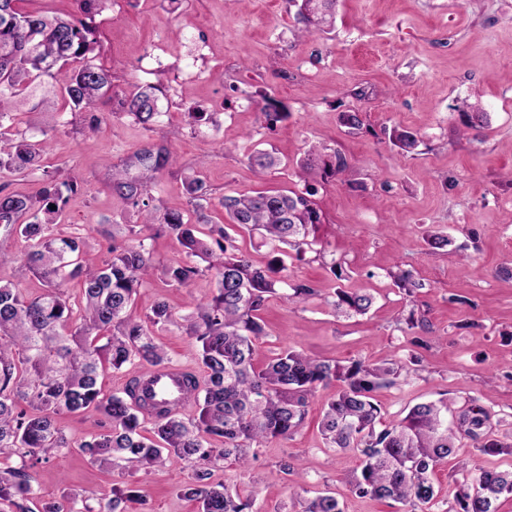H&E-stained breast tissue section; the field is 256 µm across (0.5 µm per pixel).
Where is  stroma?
<instances>
[{
	"mask_svg": "<svg viewBox=\"0 0 512 512\" xmlns=\"http://www.w3.org/2000/svg\"><path fill=\"white\" fill-rule=\"evenodd\" d=\"M94 25L98 44L90 58L112 71V90L97 105L98 127L67 112L20 116L48 127L44 164L78 183L59 232L83 237L90 258L105 257L113 223L140 220L113 192L112 167L148 144L165 145L177 160L151 186L156 203L185 209L183 170L196 167L212 191L206 213L214 224L225 221L221 197L314 184L324 215L318 247L326 259L342 261L344 276L336 278L324 261L285 257L289 276L312 281L320 294L299 305L266 303L256 362L288 346L343 364L395 359L407 371L375 395L385 419L444 398L455 413L481 407L488 430L512 437V0H338L332 26L307 35L297 32L291 0H107ZM191 67L208 79H187ZM146 84L163 90L164 116L151 130L116 107ZM269 99L284 114L271 130L261 112ZM474 102L489 114L477 130L461 117ZM192 107L215 113L216 125L193 131ZM351 110L365 115L363 129L352 134L339 121ZM396 125L419 134L415 152L404 155L391 144L387 133ZM315 145L346 155L349 181L301 170ZM257 150L273 152L277 170L257 176L249 164ZM431 232L448 235L451 245L430 251ZM397 266L419 281L413 296L389 277ZM341 286L372 295L370 311L334 315L327 301ZM213 292L211 276L177 288L158 271L132 313L145 315L161 297L180 317ZM412 309L428 321L427 348L412 346L399 329ZM331 394L317 392L293 438L267 442L252 468L225 462L214 481L254 491L257 512H298L328 488L343 512H404L392 500L349 493L344 479L359 460L327 448L320 429ZM283 460L298 462L302 476L265 480ZM462 460L474 474L512 470L511 453L484 455L461 439L457 457L435 471L432 512H453ZM189 477L175 458L138 473L140 496L126 512H197L177 494ZM37 478L44 500L65 492L107 499L113 483L74 449L39 465Z\"/></svg>",
	"mask_w": 512,
	"mask_h": 512,
	"instance_id": "stroma-1",
	"label": "stroma"
}]
</instances>
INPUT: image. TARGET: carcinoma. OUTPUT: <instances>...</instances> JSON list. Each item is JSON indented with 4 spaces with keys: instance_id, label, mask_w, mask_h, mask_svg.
<instances>
[{
    "instance_id": "carcinoma-1",
    "label": "carcinoma",
    "mask_w": 512,
    "mask_h": 512,
    "mask_svg": "<svg viewBox=\"0 0 512 512\" xmlns=\"http://www.w3.org/2000/svg\"><path fill=\"white\" fill-rule=\"evenodd\" d=\"M20 0H0V173L24 174L40 167L43 142L31 127L20 128L17 107L31 99L34 107L49 110L62 95L72 112H89V127L99 122L92 114L97 102L112 90V73L88 60L95 31L87 19L104 0H76L84 18L49 17L19 9ZM336 0H300L297 16L305 26L332 22ZM159 88L147 85L128 101L123 111L148 129L161 122ZM463 113L465 126L488 124L480 103ZM342 126L353 133L364 125L363 113L343 112ZM390 141L405 153L419 145L406 127L391 129ZM250 161L263 176L277 165L269 152H257ZM172 156L163 147L146 145L122 167L112 171V190L126 205L145 213L143 225L156 234L175 237L186 258L163 267L173 286L187 288L205 271L216 288L211 300L177 321L162 299L146 318L131 315L139 289L154 270L145 239L126 225L122 240L112 237L110 258L98 263L84 256L77 234L55 232L56 219L74 180L62 181L58 171H42L40 190L30 195L0 188V224L21 239L26 260L20 276L36 278L43 291L27 296L12 282H0V455L16 456L15 466L0 467V512H35V468L61 450L77 448L98 467L118 476L112 498L91 505L65 493L42 504L40 512H126L124 503L136 497L129 477L158 468L176 457L191 469V480L178 494L198 504L199 512H252V495H243L211 480L212 468L231 460L246 466L257 457L256 448L270 439H288L304 425L309 399L320 388L336 385L322 421L326 445L352 452L360 470L346 476L349 490L360 497L391 499L430 512L437 497L432 476L439 464L457 456L460 436L469 437L482 453L511 449L483 430L487 415L477 406L459 414L456 428L448 427V404L420 403L386 422L373 393L396 383L405 365L396 360L347 365L313 358L286 348L260 366L255 363L256 340L266 335L260 316L267 299L277 295L289 304L319 296L307 280L290 279L281 260L260 266L249 258L227 231L210 225L207 238L198 225L180 211H160L153 205L151 184ZM305 172L321 170V177L345 176L351 164L339 150L310 148L300 162ZM189 203L202 214L211 192L200 177L184 182ZM313 185L291 194L260 191L224 198L228 226L257 232L277 249L286 245L302 260L314 248L323 214L314 200ZM205 262L201 268L196 260ZM397 286L410 296L420 287L412 271L392 273ZM80 280L78 304L67 294V283ZM373 299L352 288L339 287L330 302L338 316L364 315ZM177 326L192 339L200 371L181 372L184 400L195 407L185 418L179 403H155L146 396L145 377L173 366L153 328ZM139 368L118 393L105 394L99 378L106 368ZM101 416L102 431L79 443L59 427L61 414ZM456 482L457 512H496L494 503L512 495V471L482 470L472 476L461 464ZM302 512H342L334 495H319Z\"/></svg>"
}]
</instances>
